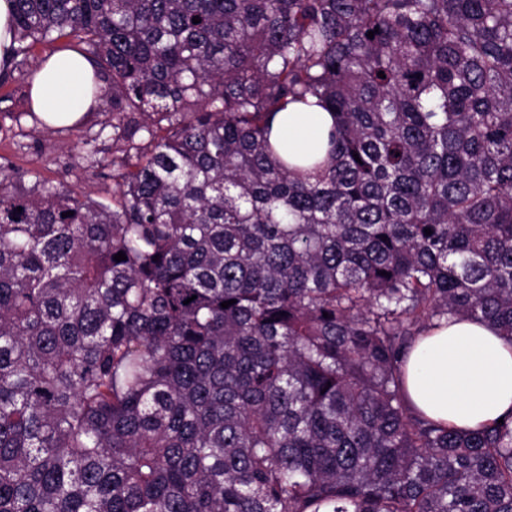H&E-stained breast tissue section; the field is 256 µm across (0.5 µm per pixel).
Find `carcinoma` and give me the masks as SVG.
<instances>
[{
	"instance_id": "obj_1",
	"label": "carcinoma",
	"mask_w": 512,
	"mask_h": 512,
	"mask_svg": "<svg viewBox=\"0 0 512 512\" xmlns=\"http://www.w3.org/2000/svg\"><path fill=\"white\" fill-rule=\"evenodd\" d=\"M12 2L0 84L89 57L113 188L0 166V512H512V417L441 426L403 368L512 341V0ZM335 117L318 107L293 105L279 112L272 123V140L288 161L302 164L305 156L322 159L327 151L328 135L334 129ZM304 164V163H303Z\"/></svg>"
}]
</instances>
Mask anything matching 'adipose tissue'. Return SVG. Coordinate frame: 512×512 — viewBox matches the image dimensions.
Instances as JSON below:
<instances>
[{"label":"adipose tissue","mask_w":512,"mask_h":512,"mask_svg":"<svg viewBox=\"0 0 512 512\" xmlns=\"http://www.w3.org/2000/svg\"><path fill=\"white\" fill-rule=\"evenodd\" d=\"M93 65L72 50L41 62L30 85L32 108L52 128L81 122L94 105ZM333 113L294 105L278 113L272 139L289 162L323 158ZM406 398L442 425L471 431L512 416V342L483 321L457 320L419 337L406 362Z\"/></svg>","instance_id":"adipose-tissue-1"}]
</instances>
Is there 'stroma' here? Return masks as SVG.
<instances>
[{"label": "stroma", "instance_id": "1", "mask_svg": "<svg viewBox=\"0 0 512 512\" xmlns=\"http://www.w3.org/2000/svg\"><path fill=\"white\" fill-rule=\"evenodd\" d=\"M27 94L26 80L17 78L0 85V162L78 192L97 194L103 181L85 172L80 143L92 137L97 148L111 151V139L98 135L109 113L93 114L72 130L58 131L27 116Z\"/></svg>", "mask_w": 512, "mask_h": 512}]
</instances>
